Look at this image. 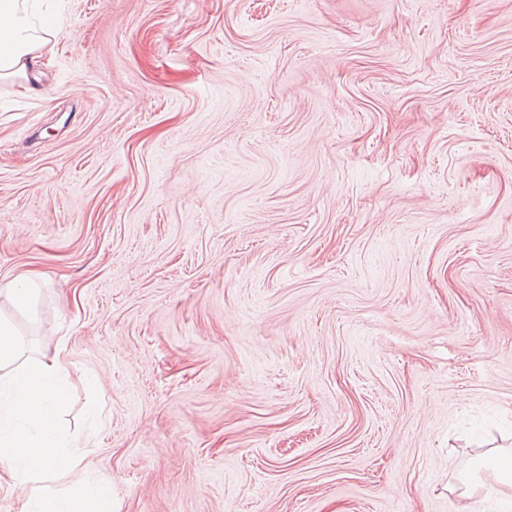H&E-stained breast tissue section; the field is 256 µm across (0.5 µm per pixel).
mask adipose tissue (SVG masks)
<instances>
[{"mask_svg":"<svg viewBox=\"0 0 512 512\" xmlns=\"http://www.w3.org/2000/svg\"><path fill=\"white\" fill-rule=\"evenodd\" d=\"M44 0H0V76L38 66L54 30Z\"/></svg>","mask_w":512,"mask_h":512,"instance_id":"ef3b65f1","label":"adipose tissue"}]
</instances>
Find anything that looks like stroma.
Listing matches in <instances>:
<instances>
[{
	"instance_id": "35a3bbf8",
	"label": "stroma",
	"mask_w": 512,
	"mask_h": 512,
	"mask_svg": "<svg viewBox=\"0 0 512 512\" xmlns=\"http://www.w3.org/2000/svg\"><path fill=\"white\" fill-rule=\"evenodd\" d=\"M60 6L0 78V317L66 350L64 487L453 512L512 432V0ZM36 288H38L36 279L24 275L13 281L7 291L15 306L26 308L30 305Z\"/></svg>"
}]
</instances>
